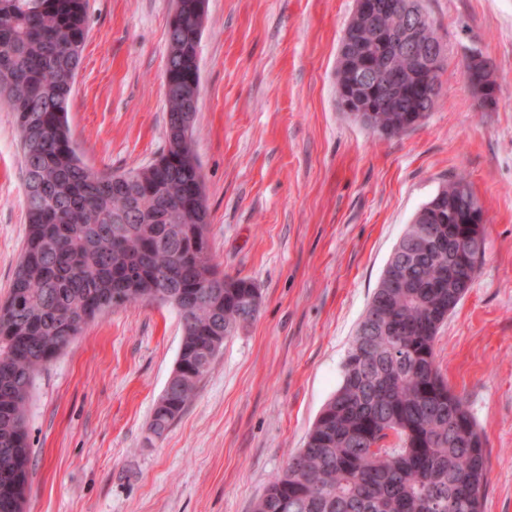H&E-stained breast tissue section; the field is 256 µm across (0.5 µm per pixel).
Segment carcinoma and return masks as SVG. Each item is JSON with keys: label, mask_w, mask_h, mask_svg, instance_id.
<instances>
[{"label": "carcinoma", "mask_w": 512, "mask_h": 512, "mask_svg": "<svg viewBox=\"0 0 512 512\" xmlns=\"http://www.w3.org/2000/svg\"><path fill=\"white\" fill-rule=\"evenodd\" d=\"M203 0H178L169 22L166 145L148 166L115 177L82 163L67 108L88 27L86 0H0V99L23 152L27 234L0 305V512H23L31 465L27 404L39 372L88 321L114 308L173 305L183 334L148 430L162 437L208 373L224 340L259 315L255 283L219 271L207 237L195 120ZM395 102L373 131L406 132ZM478 203L465 175L415 214L396 245L344 359L342 381L305 447L252 512H481L486 440L436 364L434 342L479 271L484 238L461 250L448 221ZM428 230L436 242L421 246Z\"/></svg>", "instance_id": "carcinoma-1"}]
</instances>
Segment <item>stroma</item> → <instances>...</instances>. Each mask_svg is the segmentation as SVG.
Wrapping results in <instances>:
<instances>
[{"label":"stroma","instance_id":"stroma-1","mask_svg":"<svg viewBox=\"0 0 512 512\" xmlns=\"http://www.w3.org/2000/svg\"><path fill=\"white\" fill-rule=\"evenodd\" d=\"M446 46L442 92L415 129L372 133L336 99L356 0H208L195 152L214 260L261 294L160 438L153 408L178 357L176 309L117 308L38 375L24 512H252L303 448L415 212L467 172L486 222L477 277L440 327L436 362L486 439L482 512H512V0H423ZM172 0H87L68 108L90 167L121 173L166 144ZM479 51L496 106L463 77ZM22 152L0 102V304L26 232Z\"/></svg>","mask_w":512,"mask_h":512}]
</instances>
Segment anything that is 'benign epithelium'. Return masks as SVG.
<instances>
[{"label":"benign epithelium","instance_id":"obj_1","mask_svg":"<svg viewBox=\"0 0 512 512\" xmlns=\"http://www.w3.org/2000/svg\"><path fill=\"white\" fill-rule=\"evenodd\" d=\"M381 9L377 0H357L349 29L345 30L347 35L352 28L369 30L359 52L350 58L342 57L337 63L338 98L345 110L353 114H371L378 103L384 106L390 101L414 98L423 90L434 101L441 92L431 76L442 44L427 19L421 16L411 25H384L376 20ZM398 55L410 56L411 79L390 86L385 76L392 72L391 60Z\"/></svg>","mask_w":512,"mask_h":512}]
</instances>
